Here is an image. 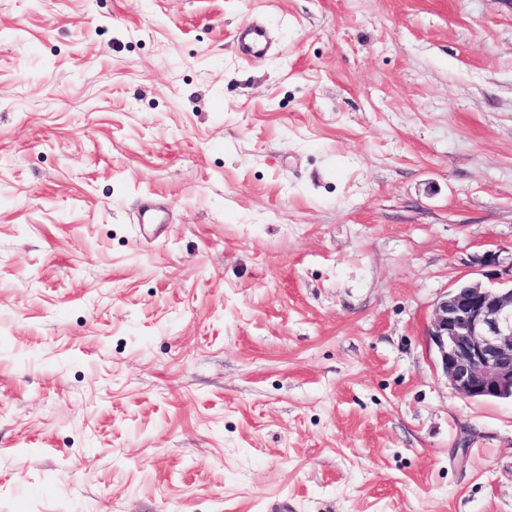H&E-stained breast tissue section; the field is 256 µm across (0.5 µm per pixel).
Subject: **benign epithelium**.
<instances>
[{"mask_svg": "<svg viewBox=\"0 0 512 512\" xmlns=\"http://www.w3.org/2000/svg\"><path fill=\"white\" fill-rule=\"evenodd\" d=\"M427 336L457 394L512 400V285L456 282L435 302Z\"/></svg>", "mask_w": 512, "mask_h": 512, "instance_id": "1", "label": "benign epithelium"}]
</instances>
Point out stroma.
Instances as JSON below:
<instances>
[{
  "label": "stroma",
  "instance_id": "35a3bbf8",
  "mask_svg": "<svg viewBox=\"0 0 512 512\" xmlns=\"http://www.w3.org/2000/svg\"><path fill=\"white\" fill-rule=\"evenodd\" d=\"M511 277L512 0H0V512H512ZM236 41L243 58L249 61L263 59L271 47L267 30L259 23H254L245 29L239 30ZM427 336L457 394L512 400V277L499 287L456 282L435 302Z\"/></svg>",
  "mask_w": 512,
  "mask_h": 512
}]
</instances>
